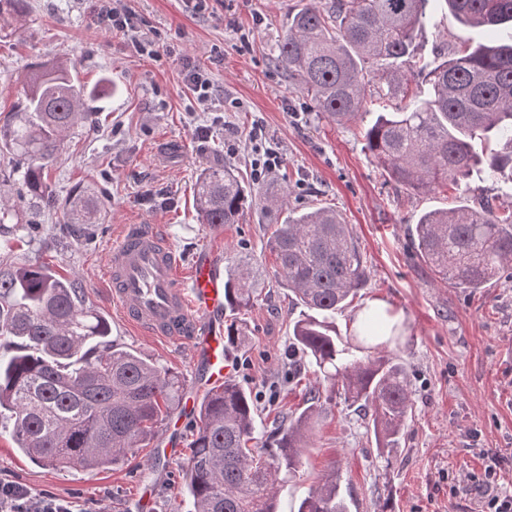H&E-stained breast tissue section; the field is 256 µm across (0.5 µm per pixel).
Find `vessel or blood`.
Here are the masks:
<instances>
[{
  "label": "vessel or blood",
  "instance_id": "b4317fda",
  "mask_svg": "<svg viewBox=\"0 0 512 512\" xmlns=\"http://www.w3.org/2000/svg\"><path fill=\"white\" fill-rule=\"evenodd\" d=\"M105 280L124 322L188 348L193 383L184 406L194 413L198 397L223 384L236 362L224 342V279L215 254L201 251L183 266L160 225L128 224L107 257Z\"/></svg>",
  "mask_w": 512,
  "mask_h": 512
}]
</instances>
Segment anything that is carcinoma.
Segmentation results:
<instances>
[{"mask_svg": "<svg viewBox=\"0 0 512 512\" xmlns=\"http://www.w3.org/2000/svg\"><path fill=\"white\" fill-rule=\"evenodd\" d=\"M451 12L487 42L463 39L425 57L419 39L437 9ZM26 0H0V35L26 14ZM512 26V0H309L288 18L277 62L299 80L315 111L343 123L382 108L363 133L364 150L388 180L417 192L458 185L474 172L512 181V42L492 40ZM115 90L104 76L88 89L57 60L24 78L21 101L0 123V153L10 154L0 179L19 178L25 192L0 202V230L50 201L45 171L96 111L87 100ZM288 187L268 184L258 198L286 213L267 240L276 283L303 307L291 348L343 397L370 412L376 448H395L411 407L407 371L395 352L405 323L385 320L377 333L369 315L341 334L336 312L368 280L357 237L331 207L297 214ZM255 202L227 166L208 167L195 184L196 213L212 226L237 224ZM107 213L86 190L66 201V223L80 240ZM411 244L440 281L482 288L512 277V204L462 198L425 213ZM256 273L240 257L224 278V338L245 341L240 315L258 300ZM104 316L87 304L79 280L13 256L0 258V428L31 460L52 469L117 466L153 441L180 403L183 380L170 368L108 339ZM306 386L304 407L259 448L256 403L234 379L209 390L198 407L186 493L194 512H278V495L302 466L322 409ZM297 512H349L336 468L322 474Z\"/></svg>", "mask_w": 512, "mask_h": 512, "instance_id": "1", "label": "carcinoma"}]
</instances>
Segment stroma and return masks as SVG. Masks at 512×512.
Wrapping results in <instances>:
<instances>
[{
  "label": "stroma",
  "instance_id": "obj_1",
  "mask_svg": "<svg viewBox=\"0 0 512 512\" xmlns=\"http://www.w3.org/2000/svg\"><path fill=\"white\" fill-rule=\"evenodd\" d=\"M27 18L0 38V114L19 101L34 66L65 59L82 84L110 76L117 91L94 100L104 123L68 140L47 172L53 206L39 224H23L14 253L47 264L82 283L88 303L104 314L112 338L165 365L192 383L185 347L143 338L112 309L105 287L108 252L124 225H163L184 263L202 249L221 263L247 257L261 274L260 296L242 318L246 342L238 348L235 379L258 404V443L295 414L304 392L289 374L313 380L306 360L288 354L301 308L274 279L266 241L276 222L261 208L215 233L197 220L193 188L203 168L229 165L249 174L248 147L227 154L228 134L245 137L263 124L277 141L282 165L269 174L286 185L301 211L326 206L352 224L369 270L353 303L336 315L351 326L367 301H383L406 324L400 356L407 365L412 408L400 446L382 454L363 416L336 397L323 403L302 466L285 484L278 512H296L311 485L330 465L342 476L350 512H475L462 494L467 478L483 469L482 451L504 457L499 483L512 493V280L478 289L454 288L434 277L410 247L422 212L453 206L455 188L416 193L388 183L364 149L373 114L335 123L323 118L278 66L288 15L300 0H129L138 27L158 36L159 56L135 52L122 33L96 26L87 0H27ZM203 69L214 95L209 108L191 99L187 65ZM94 187L108 200V215L76 244L56 208ZM186 456L154 461L152 448L106 469L54 470L31 461L9 434L0 435V478L34 494L73 502L77 512H137L134 496L149 485L153 512H190Z\"/></svg>",
  "mask_w": 512,
  "mask_h": 512
}]
</instances>
